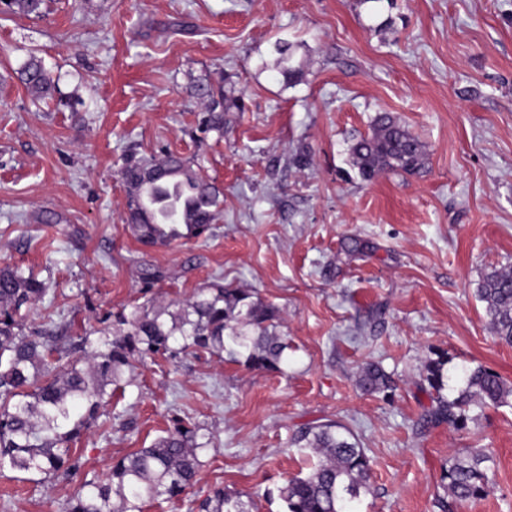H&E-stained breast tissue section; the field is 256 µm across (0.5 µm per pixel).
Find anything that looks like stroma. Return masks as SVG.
Instances as JSON below:
<instances>
[{"instance_id":"stroma-1","label":"stroma","mask_w":512,"mask_h":512,"mask_svg":"<svg viewBox=\"0 0 512 512\" xmlns=\"http://www.w3.org/2000/svg\"><path fill=\"white\" fill-rule=\"evenodd\" d=\"M285 41L303 76L276 66ZM62 104L33 103L15 72L29 55ZM239 99L204 130L200 83ZM390 113L422 143L414 175L361 178L350 144ZM177 153L224 191L207 241L144 249L124 222L129 151ZM53 216L50 224L42 216ZM51 284L50 311L92 323L189 298L214 279L272 306L289 344L277 372L222 356L137 364L125 395L75 443L79 476L150 446L174 416L207 429L195 486L144 512H199L216 487L283 512L277 490L316 457L308 423L348 428L373 463L356 512H512V406L457 430L427 425L418 383L482 365L512 383L475 294L512 271V0H47L43 18L0 12V264ZM154 266L165 277L145 287ZM396 385L367 393L363 363ZM490 453L494 492L447 501L443 464ZM75 484L0 474V512H66Z\"/></svg>"}]
</instances>
